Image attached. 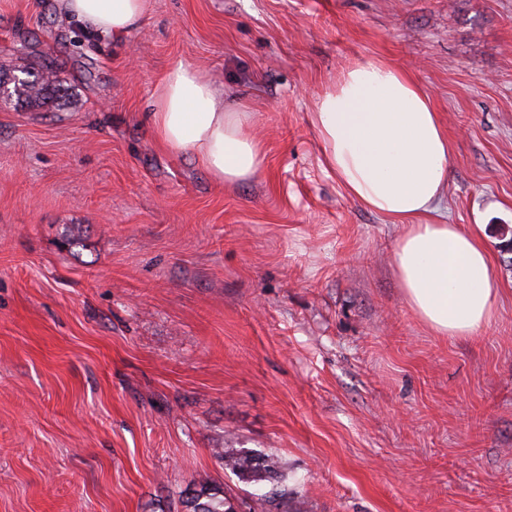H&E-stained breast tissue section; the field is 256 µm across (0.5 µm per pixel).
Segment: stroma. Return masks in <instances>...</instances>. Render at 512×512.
<instances>
[{
  "label": "stroma",
  "mask_w": 512,
  "mask_h": 512,
  "mask_svg": "<svg viewBox=\"0 0 512 512\" xmlns=\"http://www.w3.org/2000/svg\"><path fill=\"white\" fill-rule=\"evenodd\" d=\"M70 87L0 106V512H181V493L269 491L232 446L281 462L255 512H512V0H151L120 43L53 0H0ZM383 59L448 134L435 219L496 251V323L434 335L393 273L399 230L322 164L313 96ZM253 112L256 179L224 186L158 146L167 69ZM215 456L222 461L225 470L251 482H269L273 485L284 481V474L272 462L251 454L243 448H218ZM261 461V464L257 463Z\"/></svg>",
  "instance_id": "stroma-1"
}]
</instances>
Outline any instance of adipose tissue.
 Here are the masks:
<instances>
[{
    "label": "adipose tissue",
    "mask_w": 512,
    "mask_h": 512,
    "mask_svg": "<svg viewBox=\"0 0 512 512\" xmlns=\"http://www.w3.org/2000/svg\"><path fill=\"white\" fill-rule=\"evenodd\" d=\"M149 8L150 0L55 3L82 32L116 41L130 36ZM148 119L163 149L191 153L216 182L237 185L264 169L252 113L197 68L180 62L166 71ZM310 123L345 191L400 227L393 269L419 320L449 338L491 326L498 290L485 235L430 221L448 189L449 144L425 88L390 62L360 61L316 95Z\"/></svg>",
    "instance_id": "1"
}]
</instances>
